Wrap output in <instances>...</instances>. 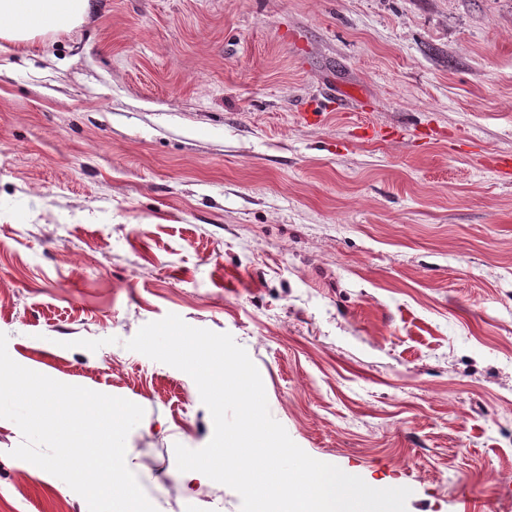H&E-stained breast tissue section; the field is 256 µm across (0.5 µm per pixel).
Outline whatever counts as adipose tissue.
<instances>
[{
  "label": "adipose tissue",
  "mask_w": 512,
  "mask_h": 512,
  "mask_svg": "<svg viewBox=\"0 0 512 512\" xmlns=\"http://www.w3.org/2000/svg\"><path fill=\"white\" fill-rule=\"evenodd\" d=\"M88 0H0V39L27 44L49 31L79 25Z\"/></svg>",
  "instance_id": "1"
}]
</instances>
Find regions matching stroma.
Instances as JSON below:
<instances>
[{
    "label": "stroma",
    "instance_id": "1",
    "mask_svg": "<svg viewBox=\"0 0 512 512\" xmlns=\"http://www.w3.org/2000/svg\"><path fill=\"white\" fill-rule=\"evenodd\" d=\"M504 158L512 0H90L0 40V332L144 408L157 512H241L176 466L214 431L192 378L125 346L170 313L233 336L311 457L406 512H512ZM21 441L0 419V512H88Z\"/></svg>",
    "mask_w": 512,
    "mask_h": 512
}]
</instances>
